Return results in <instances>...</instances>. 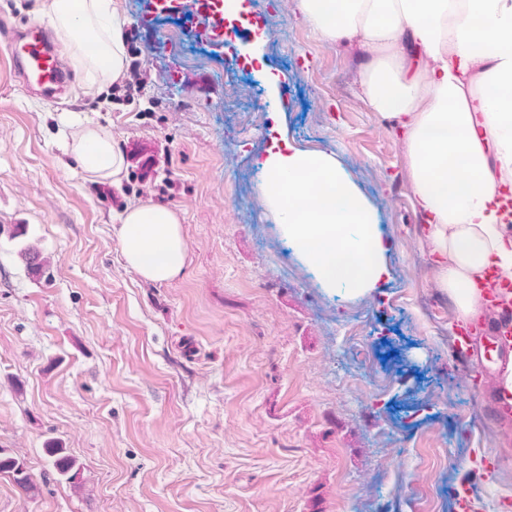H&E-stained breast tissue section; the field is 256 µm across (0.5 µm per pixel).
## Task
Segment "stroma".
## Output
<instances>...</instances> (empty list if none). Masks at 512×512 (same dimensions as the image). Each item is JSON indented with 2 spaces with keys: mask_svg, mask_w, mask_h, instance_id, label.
<instances>
[{
  "mask_svg": "<svg viewBox=\"0 0 512 512\" xmlns=\"http://www.w3.org/2000/svg\"><path fill=\"white\" fill-rule=\"evenodd\" d=\"M112 5L139 34L133 100L78 68L44 100L0 46V448L36 486L0 474V512H460V486L473 512H512V439L480 382L496 361L460 355L361 44L321 39L301 0H245L223 42L154 0ZM63 112L112 135L119 183L63 154ZM276 139L336 159L374 207L391 241L376 291L324 287L289 243L262 189ZM135 152L158 160L148 179ZM146 201L181 220L169 282L122 253L118 217Z\"/></svg>",
  "mask_w": 512,
  "mask_h": 512,
  "instance_id": "35a3bbf8",
  "label": "stroma"
}]
</instances>
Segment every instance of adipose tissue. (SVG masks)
I'll use <instances>...</instances> for the list:
<instances>
[{"instance_id": "1", "label": "adipose tissue", "mask_w": 512, "mask_h": 512, "mask_svg": "<svg viewBox=\"0 0 512 512\" xmlns=\"http://www.w3.org/2000/svg\"><path fill=\"white\" fill-rule=\"evenodd\" d=\"M302 9L320 38L367 47L361 92L403 133L438 285L461 319L472 318L486 289L512 286V199L498 191L512 182V0H302ZM46 17L87 81L124 75L123 23L112 0H49ZM406 43L419 58L411 68ZM64 150L95 178L118 177L125 164L111 136L92 128ZM263 170L269 205L323 285L373 291L387 274L389 243L337 161L277 142ZM119 235L127 265L143 278L182 273L175 211L127 206Z\"/></svg>"}]
</instances>
